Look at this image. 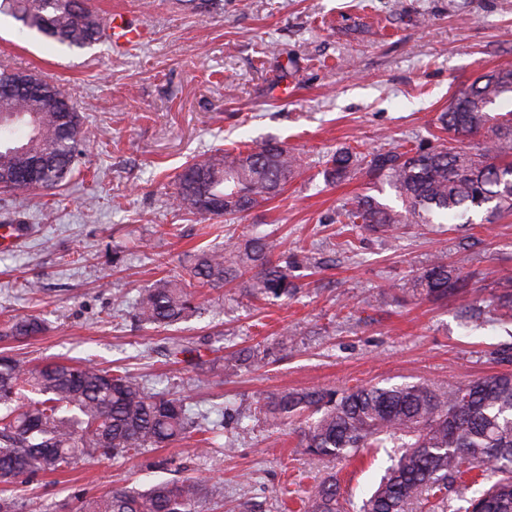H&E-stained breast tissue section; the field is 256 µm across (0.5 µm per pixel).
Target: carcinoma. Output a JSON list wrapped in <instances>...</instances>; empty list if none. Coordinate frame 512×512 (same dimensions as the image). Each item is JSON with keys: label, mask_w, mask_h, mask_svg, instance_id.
<instances>
[{"label": "carcinoma", "mask_w": 512, "mask_h": 512, "mask_svg": "<svg viewBox=\"0 0 512 512\" xmlns=\"http://www.w3.org/2000/svg\"><path fill=\"white\" fill-rule=\"evenodd\" d=\"M27 31L69 50L102 40V18L82 0H0V14ZM512 97V69L478 76L448 100L437 116L448 144L368 153L341 148L328 174L340 179L364 169L388 184L401 208L372 196L357 198L341 213L343 224L394 232L403 224H441L448 219L491 224L512 213V111L490 115ZM23 137L16 138L17 129ZM483 134L474 150L457 143ZM82 141V117L66 90L35 74L0 67V192L59 186L73 171ZM299 158L277 141L244 150L218 149L179 174L175 207L233 221L276 197ZM277 240L254 234L244 245L201 250L191 279L162 278L135 303V318L156 329L172 327L199 309L196 290L239 281L255 299H280L296 291L288 268L313 265L308 251L292 256ZM467 287L460 268L440 255L413 280L427 298ZM45 331L30 315L10 321L3 336L31 338ZM174 343L168 356L208 380L201 348ZM267 349L245 347L227 360L235 372L258 365ZM272 424L300 421V442L311 456L349 460L364 448L385 455L379 484L360 512H419L437 500L443 512H512V372L464 383L419 381L394 386H355L281 391L260 404ZM197 430L187 398L154 392L148 380L96 364L47 363L29 370L0 356V483L54 473L79 456H126L167 448ZM455 496H450L449 491ZM206 481L199 476L161 481L145 491L115 485L106 493L73 498L72 512H203ZM336 476L321 479L304 502L305 512H349Z\"/></svg>", "instance_id": "obj_1"}]
</instances>
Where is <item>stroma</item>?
I'll list each match as a JSON object with an SVG mask.
<instances>
[{
  "instance_id": "stroma-1",
  "label": "stroma",
  "mask_w": 512,
  "mask_h": 512,
  "mask_svg": "<svg viewBox=\"0 0 512 512\" xmlns=\"http://www.w3.org/2000/svg\"><path fill=\"white\" fill-rule=\"evenodd\" d=\"M150 32L117 54L111 43L70 52L20 35L0 17V66L60 82L83 119L70 180L55 192L0 194V226L23 234L0 248V323L27 314L42 334L0 340L32 367L92 360L180 392L207 416L229 409L233 450L202 449L198 433L116 459L81 457L66 472L27 478L21 512H63L77 494L120 483L143 491L173 477L177 458L207 482L208 512H297L317 480L336 474L353 502L379 480L383 454L352 462L308 455L293 425L255 417L265 396L421 379L465 381L512 371V322L492 302L512 293V214L491 224H407L385 235L347 230L344 206L394 190L356 171L327 175L337 147L365 152L436 145L437 115L477 76L512 68V0H223L211 13L186 0H87ZM281 142L302 166L272 200L236 223L176 211L184 167L234 142ZM282 250L307 246L314 269L293 270L296 294L256 301L241 286L202 289L199 316L162 330L136 326L135 299L165 275L190 276V252L244 241L252 230ZM467 288L436 300L409 280L436 253ZM43 285L27 292L25 280ZM295 343L265 367L208 383L167 355L171 341L207 340L218 356L263 342Z\"/></svg>"
}]
</instances>
